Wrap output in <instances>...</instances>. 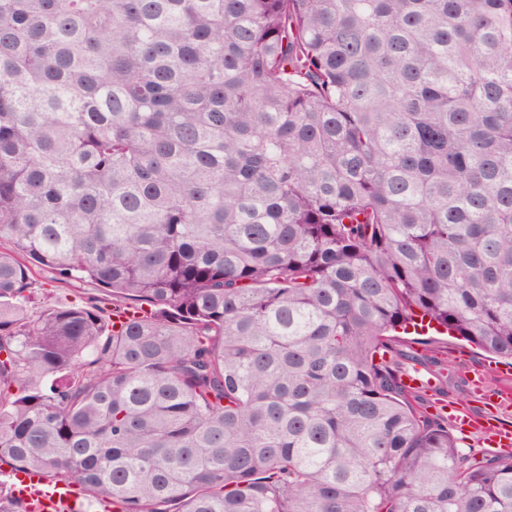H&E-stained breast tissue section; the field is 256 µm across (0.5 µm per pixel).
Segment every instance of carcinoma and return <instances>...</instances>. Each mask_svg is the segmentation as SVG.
I'll use <instances>...</instances> for the list:
<instances>
[{"mask_svg": "<svg viewBox=\"0 0 512 512\" xmlns=\"http://www.w3.org/2000/svg\"><path fill=\"white\" fill-rule=\"evenodd\" d=\"M2 240L0 466L113 512H512V454L383 360L421 313L512 362V0H0ZM52 277L53 275L47 270L40 271L38 274V279L45 283L44 289L50 294L52 300L68 303L71 300H78L79 297L86 298L88 296L98 295V291L93 285H64L52 282ZM448 407V411H447ZM435 412L440 410L448 414V429L460 439V446L462 448H480L483 450H493L492 448H485L483 446V435L481 433H473L468 436L460 434L456 429L461 431L475 430L483 431L489 435L488 446L493 448H500L502 451H510L512 444V436L510 430L503 429L491 423V418L485 415H475L467 410L446 405L444 402H436L434 406ZM455 426H453V425Z\"/></svg>", "mask_w": 512, "mask_h": 512, "instance_id": "cac0c4a2", "label": "carcinoma"}]
</instances>
